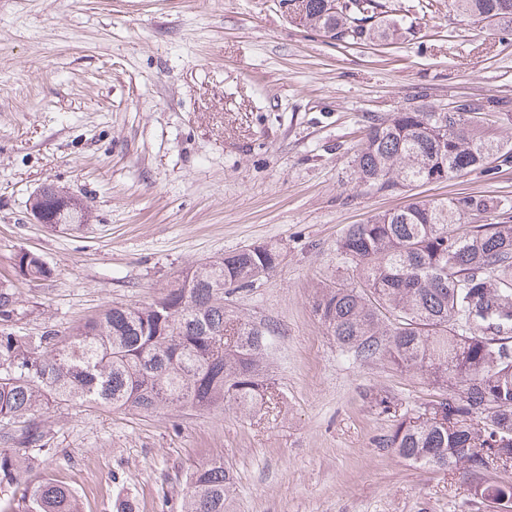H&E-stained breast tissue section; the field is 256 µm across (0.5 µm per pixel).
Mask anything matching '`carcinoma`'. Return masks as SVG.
Segmentation results:
<instances>
[{"mask_svg":"<svg viewBox=\"0 0 512 512\" xmlns=\"http://www.w3.org/2000/svg\"><path fill=\"white\" fill-rule=\"evenodd\" d=\"M379 0H288L294 22L334 41L364 44L397 37L400 22L370 23ZM448 8L512 27V0H448ZM498 105L465 101L452 109L392 112L372 119L352 160L357 183L380 191L445 182L512 147L496 143L471 114ZM512 210L496 197L418 200L353 224L337 245L359 284L326 287L315 312L336 343L364 363L420 372L439 390L406 410L380 447L423 466L462 476L499 458L512 468V224H479L460 235L472 212ZM280 252L264 245L192 266L160 302L115 305L67 334L8 330L15 293L0 285V422L20 423L23 443L37 447L44 402L95 403L143 413L164 408L227 407L249 413L273 399L265 369L266 331L224 310V287L251 286L255 268L272 270ZM17 273L46 279L51 268L21 253ZM472 500L512 497V483L469 486ZM232 476L222 463L185 477L181 512H231ZM0 512H78L73 492L42 481L17 507Z\"/></svg>","mask_w":512,"mask_h":512,"instance_id":"obj_1","label":"carcinoma"}]
</instances>
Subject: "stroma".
Instances as JSON below:
<instances>
[{
  "label": "stroma",
  "mask_w": 512,
  "mask_h": 512,
  "mask_svg": "<svg viewBox=\"0 0 512 512\" xmlns=\"http://www.w3.org/2000/svg\"><path fill=\"white\" fill-rule=\"evenodd\" d=\"M409 15L402 38L330 40L291 21L282 0H0V282L13 328L65 333L115 304L145 307L192 264L258 244L280 264L226 311L274 331L267 370L277 407L148 415L48 404L43 447L0 425V452L24 467L0 505L49 481L79 512H179L187 472L223 461L236 512H490L451 472L411 464L379 441L393 412L430 400L420 374L342 353L315 312L349 278L336 243L349 226L418 199L512 201V163L489 159L441 184L379 192L349 163L371 117L495 98L480 121L512 145V31L448 0H381ZM53 183L91 212L78 230L28 215ZM39 254L45 280L16 272Z\"/></svg>",
  "instance_id": "1"
}]
</instances>
